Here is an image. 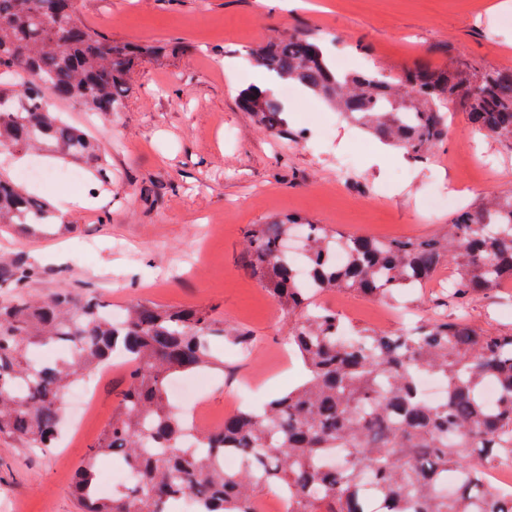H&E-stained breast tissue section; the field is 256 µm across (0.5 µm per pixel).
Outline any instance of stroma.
I'll list each match as a JSON object with an SVG mask.
<instances>
[{
  "instance_id": "obj_1",
  "label": "stroma",
  "mask_w": 512,
  "mask_h": 512,
  "mask_svg": "<svg viewBox=\"0 0 512 512\" xmlns=\"http://www.w3.org/2000/svg\"><path fill=\"white\" fill-rule=\"evenodd\" d=\"M84 22L117 40L161 45L128 81L118 111L90 114L62 102L73 126L90 130L112 167L111 189L91 172L81 184L60 177L49 156H8L0 171L21 178L41 162L53 170L40 197L82 199L62 223L25 237L0 232V256L32 268L24 293L38 300L67 288L120 309L136 302L213 310L225 325L254 336L250 353L224 345V367L202 392L210 416L240 379L259 382L261 406L298 380L296 358H283L292 317L242 265L244 229L295 214L344 235L428 236L453 214L429 213L423 201L450 192L476 211L512 195V150L477 134L464 100L452 104L448 137L424 160L379 143L355 149L349 124L320 99L289 104L287 133L271 136L253 122L238 93L252 85L251 49L289 35H312L351 67L400 74L416 62L452 67H512V0H80ZM444 266L401 306H388L384 331L415 319L463 316L495 333L512 332V287L473 296L465 309L447 302ZM355 325L373 326V298L349 292L317 296ZM125 377L98 380L96 406L67 445L42 451L0 437V512H78L73 472L117 408Z\"/></svg>"
}]
</instances>
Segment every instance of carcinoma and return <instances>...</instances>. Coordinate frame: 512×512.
<instances>
[{
    "mask_svg": "<svg viewBox=\"0 0 512 512\" xmlns=\"http://www.w3.org/2000/svg\"><path fill=\"white\" fill-rule=\"evenodd\" d=\"M154 48L112 41L87 26L79 0H0V151L46 147L93 168L101 185L112 171L97 144L56 112L59 101L90 112H115L141 58ZM279 82L324 100L379 141L423 157L448 136V110L466 100L475 130L512 148V68L476 74L471 64L426 63L394 76L377 69L336 77L317 40L290 36L252 52ZM241 102L272 134L288 131L287 112L269 88H248ZM57 217L42 199L0 173V225L33 235ZM308 235L305 254L314 287L298 284L283 241ZM243 263L273 300L298 315L289 344L306 378L262 410L240 408L197 448L168 386L177 374L224 365L214 353L227 340L241 351L251 334L196 306H128L120 322L97 300L61 288L44 301L0 299V435L28 448L58 439L63 397L84 373L115 352L133 363L112 422L86 452L72 491L81 512H171L184 495L199 512H251L263 493H286L292 512H512V490L485 481V470L512 463V334L492 333L462 318H434L410 331H343L336 310L316 296L350 290L393 301L454 267L448 302L465 307L477 293L512 281V196L479 212L461 210L440 237L343 236L286 215L246 232ZM347 252L338 269L333 249ZM30 272L0 261V280L22 288ZM65 346L70 358L33 362L43 347ZM440 380L430 401L421 379ZM494 381L497 401L484 388ZM241 465L224 470V454ZM110 456L134 483L99 494L94 462Z\"/></svg>",
    "mask_w": 512,
    "mask_h": 512,
    "instance_id": "carcinoma-1",
    "label": "carcinoma"
}]
</instances>
